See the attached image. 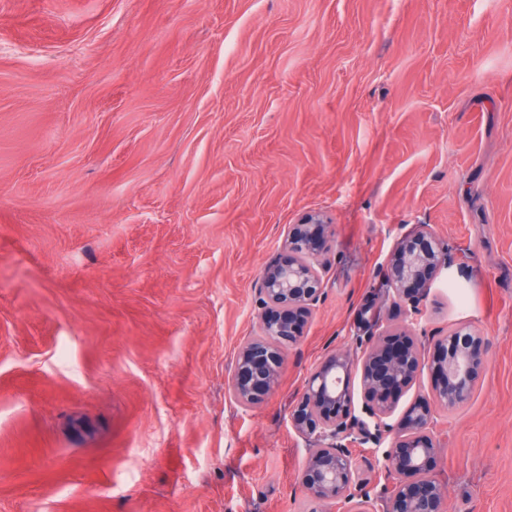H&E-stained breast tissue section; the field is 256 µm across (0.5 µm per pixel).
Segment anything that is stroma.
Returning a JSON list of instances; mask_svg holds the SVG:
<instances>
[{
	"instance_id": "stroma-1",
	"label": "stroma",
	"mask_w": 512,
	"mask_h": 512,
	"mask_svg": "<svg viewBox=\"0 0 512 512\" xmlns=\"http://www.w3.org/2000/svg\"><path fill=\"white\" fill-rule=\"evenodd\" d=\"M325 290L275 391L225 382L292 224ZM383 325L488 340L449 512H512V0H0V512H311L291 424L415 226ZM427 227L419 225L402 241L387 269L386 283L393 295L414 309L429 291L426 273L449 265L447 248Z\"/></svg>"
}]
</instances>
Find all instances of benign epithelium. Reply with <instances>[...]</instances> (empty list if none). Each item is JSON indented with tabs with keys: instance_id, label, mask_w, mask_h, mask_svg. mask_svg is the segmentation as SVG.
I'll use <instances>...</instances> for the list:
<instances>
[{
	"instance_id": "obj_1",
	"label": "benign epithelium",
	"mask_w": 512,
	"mask_h": 512,
	"mask_svg": "<svg viewBox=\"0 0 512 512\" xmlns=\"http://www.w3.org/2000/svg\"><path fill=\"white\" fill-rule=\"evenodd\" d=\"M318 214H308L290 227L283 248L286 257L270 266L259 286L262 308L258 333L241 343L226 383L229 397L243 406L261 403L278 385L284 349L301 339V324L323 294L317 266L327 253L316 227ZM448 266L444 244L422 224L393 255L386 283L393 295L416 307L429 291L426 273ZM357 337L358 343L365 341ZM361 354L336 353L310 376L291 414L295 431L311 446L302 474L307 496L328 512L338 500L353 512H367L370 489L356 475L349 445L380 441L396 433L383 457L391 488L381 489V512H447L445 490L435 473L442 444L434 433L436 409L452 411L471 396L488 368V342L469 326H460L436 340L437 354L427 359L422 346L406 334L368 339ZM431 371V398L389 424L398 394L423 370ZM358 373L364 390L355 408L350 390Z\"/></svg>"
}]
</instances>
